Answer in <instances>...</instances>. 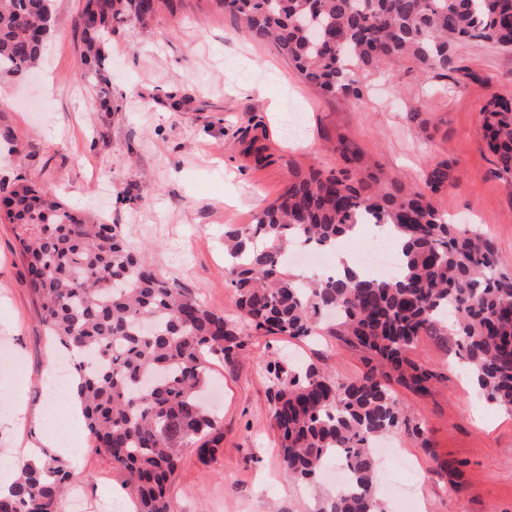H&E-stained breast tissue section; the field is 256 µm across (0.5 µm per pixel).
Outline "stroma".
I'll return each mask as SVG.
<instances>
[{"mask_svg": "<svg viewBox=\"0 0 512 512\" xmlns=\"http://www.w3.org/2000/svg\"><path fill=\"white\" fill-rule=\"evenodd\" d=\"M79 11L80 0H54L42 69L21 84L0 76V195L33 180L68 205L123 225L129 246L151 249L162 276L228 318L238 309L225 282V225L250 223L285 188L291 168H339L346 154L405 185L420 182L425 167L447 163L449 185L433 193V204L476 225L512 261V177L494 174L481 115L493 94L512 96V53L459 45L466 70L453 79L410 62L394 78L374 72L355 104L323 97L214 0H179L176 14L114 27L112 109L104 112L94 79L79 76ZM250 140L263 161L245 154ZM2 340L10 356L0 359V457L20 435L75 437L74 491L92 512L116 504L131 512L122 471L91 448L85 426L69 427L49 409L41 423L15 427L17 391L32 407L51 399L45 377L56 350L26 286L14 229L0 223ZM275 353L344 378L366 369L365 353L329 336L254 334L233 363L211 364L224 442L204 461L185 451L172 512H315L306 489L283 473L265 370ZM412 356L444 375L424 395L394 387L400 408L425 431L421 439L408 431L392 437L413 466L407 484L419 512H512V412L474 400L457 353L435 337H420ZM440 459L459 462L457 482L438 469Z\"/></svg>", "mask_w": 512, "mask_h": 512, "instance_id": "stroma-1", "label": "stroma"}]
</instances>
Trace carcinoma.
I'll list each match as a JSON object with an SVG mask.
<instances>
[{
  "label": "carcinoma",
  "instance_id": "carcinoma-1",
  "mask_svg": "<svg viewBox=\"0 0 512 512\" xmlns=\"http://www.w3.org/2000/svg\"><path fill=\"white\" fill-rule=\"evenodd\" d=\"M175 0H83L81 75L95 77L99 106L112 111L105 45L116 23L145 24ZM254 39L288 58L304 82L329 98L363 99V77L461 71L456 46L512 52V0H215ZM52 33V0H0V74L22 79L40 64ZM495 170L512 176V97L483 107ZM423 186L342 169L290 170L288 186L250 224L224 225L227 280L239 320L209 310L132 250L121 224H105L33 182L0 196L27 263V288L49 335L82 358L76 369L94 448L127 475L136 512H170L168 489L187 448L200 460L224 441L203 406L208 364L233 361L249 332L293 339L323 331L368 354L354 379L315 364L269 363L272 419L288 479L318 491L337 459L351 477L318 500L316 512H384L376 496L375 440L409 419L398 383L427 392L440 375L410 356L422 336L461 353L475 389L512 411V265L495 242L450 224L427 192L448 183V165L424 170ZM388 224L399 245L394 277L349 266L302 279L283 269L299 244L333 251L360 224ZM73 472L51 454L24 469L0 512H61Z\"/></svg>",
  "mask_w": 512,
  "mask_h": 512
}]
</instances>
